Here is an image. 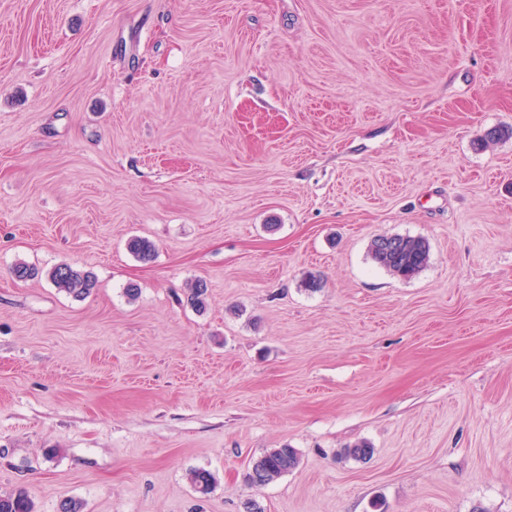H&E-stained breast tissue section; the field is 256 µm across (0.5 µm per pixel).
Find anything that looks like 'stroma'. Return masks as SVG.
<instances>
[{
	"label": "stroma",
	"instance_id": "1",
	"mask_svg": "<svg viewBox=\"0 0 512 512\" xmlns=\"http://www.w3.org/2000/svg\"><path fill=\"white\" fill-rule=\"evenodd\" d=\"M379 234L427 265L392 275ZM282 446L299 465L250 486ZM18 489L34 512H512V0H0ZM389 236L396 242L397 251L386 252L378 242V237ZM429 244L422 238L401 235H379L371 241L372 260L391 274L408 279L424 268L429 259ZM48 277L57 289L76 298L91 294L96 285L90 272L76 269L67 263L55 266L49 271ZM299 464L298 452L283 446L270 448L255 458L246 474V481L254 487H264L283 474L295 469Z\"/></svg>",
	"mask_w": 512,
	"mask_h": 512
}]
</instances>
